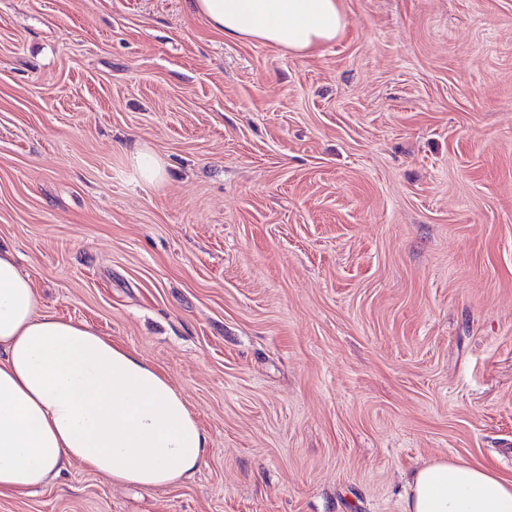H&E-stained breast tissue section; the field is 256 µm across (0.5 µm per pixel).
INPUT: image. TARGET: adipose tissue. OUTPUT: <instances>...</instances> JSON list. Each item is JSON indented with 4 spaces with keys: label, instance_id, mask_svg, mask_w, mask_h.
<instances>
[{
    "label": "adipose tissue",
    "instance_id": "adipose-tissue-1",
    "mask_svg": "<svg viewBox=\"0 0 512 512\" xmlns=\"http://www.w3.org/2000/svg\"><path fill=\"white\" fill-rule=\"evenodd\" d=\"M224 37L304 53L345 27L338 0H191ZM208 438L170 378L89 326L43 309L0 251V496L57 480L73 463L144 489L192 477ZM403 512H512V476L478 462L417 470Z\"/></svg>",
    "mask_w": 512,
    "mask_h": 512
}]
</instances>
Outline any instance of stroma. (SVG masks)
<instances>
[{
    "mask_svg": "<svg viewBox=\"0 0 512 512\" xmlns=\"http://www.w3.org/2000/svg\"><path fill=\"white\" fill-rule=\"evenodd\" d=\"M340 5L296 55L189 0H0V245L208 438L189 480L75 464L0 512H403L433 461L512 474V0ZM132 163L137 167L141 178L146 182L153 183L163 177L162 164L146 150H139L132 155Z\"/></svg>",
    "mask_w": 512,
    "mask_h": 512,
    "instance_id": "35a3bbf8",
    "label": "stroma"
}]
</instances>
